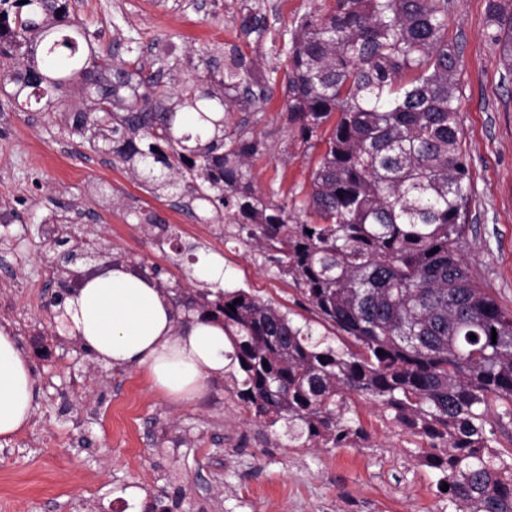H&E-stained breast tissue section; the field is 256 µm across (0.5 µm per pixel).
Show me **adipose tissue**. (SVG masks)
Wrapping results in <instances>:
<instances>
[{
	"mask_svg": "<svg viewBox=\"0 0 512 512\" xmlns=\"http://www.w3.org/2000/svg\"><path fill=\"white\" fill-rule=\"evenodd\" d=\"M55 321L60 335L77 339L98 361L145 370L154 389L182 403L223 377L233 352L222 324L179 321L167 294L123 265L70 291ZM35 395L24 351L0 326V437L27 425Z\"/></svg>",
	"mask_w": 512,
	"mask_h": 512,
	"instance_id": "ef3b65f1",
	"label": "adipose tissue"
}]
</instances>
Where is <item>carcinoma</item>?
<instances>
[{
  "label": "carcinoma",
  "instance_id": "obj_1",
  "mask_svg": "<svg viewBox=\"0 0 512 512\" xmlns=\"http://www.w3.org/2000/svg\"><path fill=\"white\" fill-rule=\"evenodd\" d=\"M487 10L509 75L512 0ZM448 13L449 0H333L297 21L281 91L299 138L326 148L310 191L284 204L249 178L265 141L229 121L263 109L277 78L235 47L147 73L97 52L69 0H0V90L22 109L69 113L77 136L109 147L149 192L178 194L206 224L225 217L347 337L345 348L316 339L243 289L184 295L224 324L233 393L255 420L338 448L365 436L347 417V394L364 395L420 439L452 512H512V451L495 450L512 424V314L461 254L472 187ZM241 28L260 36L266 16L251 11ZM70 86L85 108L70 109Z\"/></svg>",
  "mask_w": 512,
  "mask_h": 512
}]
</instances>
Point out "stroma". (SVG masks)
<instances>
[{
	"mask_svg": "<svg viewBox=\"0 0 512 512\" xmlns=\"http://www.w3.org/2000/svg\"><path fill=\"white\" fill-rule=\"evenodd\" d=\"M320 0H70V14L102 51L129 49L130 60L180 66L198 55L238 46L261 69L285 72V33ZM488 0H450L448 43L459 54L458 112L472 175L465 257L474 279L512 311V75L486 37ZM260 10L263 37L245 35L241 19ZM266 142L253 160L257 191L287 201L307 187L318 150L288 121L282 91L262 111L240 116ZM0 206L16 213L0 226V321L29 348L37 329L49 348L29 360L37 394L29 425L0 440V512H446L440 474L417 452L418 441L386 420L364 396H348L366 436L340 448H298L281 427L251 421L227 380L213 381L189 404L152 389L144 371L97 361L78 341L62 339L53 300L57 284L28 288L27 279L65 265L63 249L44 242L59 224L71 243L94 255L80 272L120 259L155 270L170 288L193 292L191 249L224 259V285L244 289L287 312L317 336H333L291 279L235 238L225 221L203 224L175 196L151 194L111 155L72 135L63 117L23 110L0 92ZM155 213L173 238L141 224Z\"/></svg>",
	"mask_w": 512,
	"mask_h": 512,
	"instance_id": "stroma-1",
	"label": "stroma"
}]
</instances>
